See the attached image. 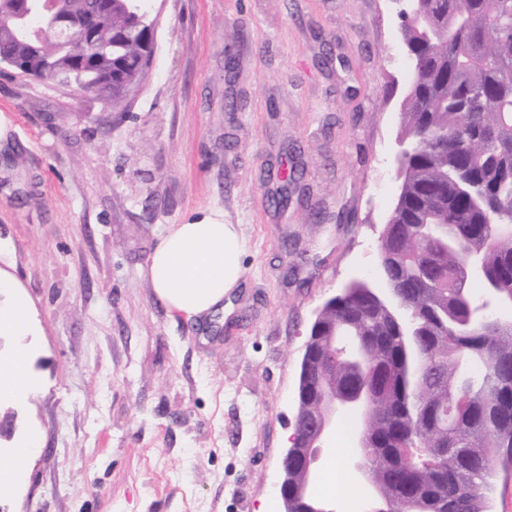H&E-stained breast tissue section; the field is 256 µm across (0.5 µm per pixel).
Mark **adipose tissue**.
I'll use <instances>...</instances> for the list:
<instances>
[{"mask_svg": "<svg viewBox=\"0 0 512 512\" xmlns=\"http://www.w3.org/2000/svg\"><path fill=\"white\" fill-rule=\"evenodd\" d=\"M244 252V242L234 225L203 211L164 231L144 276L169 313L202 320L223 310L225 296L242 277ZM35 387L25 348L0 359V389L25 399Z\"/></svg>", "mask_w": 512, "mask_h": 512, "instance_id": "obj_1", "label": "adipose tissue"}]
</instances>
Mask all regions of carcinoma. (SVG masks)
Instances as JSON below:
<instances>
[{"instance_id": "obj_1", "label": "carcinoma", "mask_w": 512, "mask_h": 512, "mask_svg": "<svg viewBox=\"0 0 512 512\" xmlns=\"http://www.w3.org/2000/svg\"><path fill=\"white\" fill-rule=\"evenodd\" d=\"M145 2L58 0L97 20L86 44L40 30L45 0H0V57L30 80L97 85L123 112L150 74ZM420 2L447 35L401 29L413 52L401 135L414 149L378 244L396 303L355 281L324 304L309 331L317 351L346 335L357 357L325 360L310 381L300 369L298 414L312 417L323 388L367 392L378 512H488L512 467V0Z\"/></svg>"}]
</instances>
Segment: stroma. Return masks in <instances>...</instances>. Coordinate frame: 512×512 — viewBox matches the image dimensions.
I'll use <instances>...</instances> for the list:
<instances>
[{"mask_svg":"<svg viewBox=\"0 0 512 512\" xmlns=\"http://www.w3.org/2000/svg\"><path fill=\"white\" fill-rule=\"evenodd\" d=\"M151 76L124 112L0 71V274L39 379L0 448L41 449L0 512H284L276 483L309 328L355 280L401 180L409 77L391 0H149ZM298 189L273 201L286 160ZM217 211L247 243L215 334L143 276L159 236Z\"/></svg>","mask_w":512,"mask_h":512,"instance_id":"stroma-1","label":"stroma"}]
</instances>
